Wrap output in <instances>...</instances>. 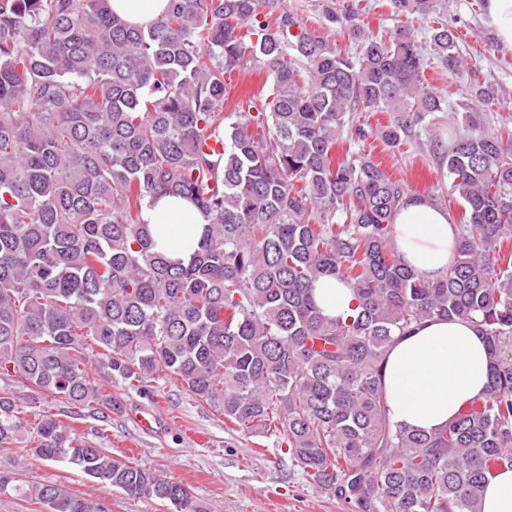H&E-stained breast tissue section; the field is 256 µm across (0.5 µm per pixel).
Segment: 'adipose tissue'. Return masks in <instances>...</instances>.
<instances>
[{
    "label": "adipose tissue",
    "instance_id": "ef3b65f1",
    "mask_svg": "<svg viewBox=\"0 0 512 512\" xmlns=\"http://www.w3.org/2000/svg\"><path fill=\"white\" fill-rule=\"evenodd\" d=\"M141 220L155 248L173 259H188L206 217L174 196L147 198ZM395 246L408 267L425 279L446 271L458 244L448 212L423 196L401 204L393 217ZM323 314L347 318L355 306L353 292L335 277L314 284ZM489 356L471 323L457 318L427 321L395 341L382 362V384L394 423L426 432L450 422L461 405L482 394L488 383Z\"/></svg>",
    "mask_w": 512,
    "mask_h": 512
}]
</instances>
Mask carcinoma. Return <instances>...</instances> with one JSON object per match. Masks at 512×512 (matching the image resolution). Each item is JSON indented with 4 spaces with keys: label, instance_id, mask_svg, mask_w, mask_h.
I'll return each instance as SVG.
<instances>
[{
    "label": "carcinoma",
    "instance_id": "obj_1",
    "mask_svg": "<svg viewBox=\"0 0 512 512\" xmlns=\"http://www.w3.org/2000/svg\"><path fill=\"white\" fill-rule=\"evenodd\" d=\"M281 2L169 0L143 28L108 0H0V448L205 512L99 442L121 392L174 379L351 512H481L485 484L512 468V122L488 130L486 88L464 83L450 107L428 82L431 57L468 74L447 26L431 28L427 55L406 25L366 34L328 4L323 27L358 39L349 56ZM249 61L272 92L229 116L224 75ZM448 110L454 136L429 146L461 208L459 243L429 281L395 247L402 182L336 144L371 135L355 113L387 112L376 135L400 151ZM161 194L209 219L186 261L155 251L141 222ZM323 276L351 287V318L323 315ZM452 318L485 338V392L434 432L392 423L386 351ZM84 412L103 423L95 441L63 421ZM23 494L46 512H109L57 484Z\"/></svg>",
    "mask_w": 512,
    "mask_h": 512
}]
</instances>
